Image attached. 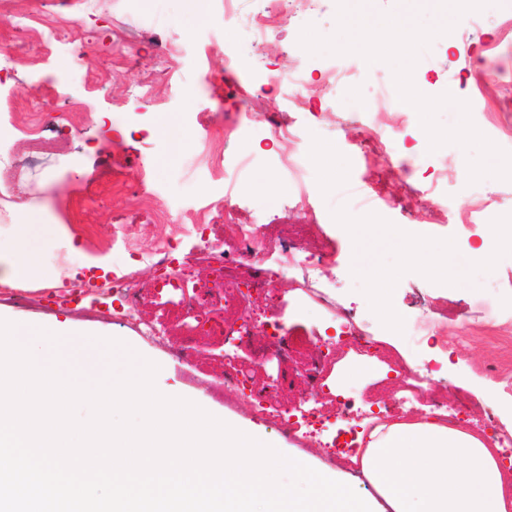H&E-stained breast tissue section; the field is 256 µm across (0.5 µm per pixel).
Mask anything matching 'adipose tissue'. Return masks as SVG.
I'll return each instance as SVG.
<instances>
[{
    "instance_id": "adipose-tissue-1",
    "label": "adipose tissue",
    "mask_w": 512,
    "mask_h": 512,
    "mask_svg": "<svg viewBox=\"0 0 512 512\" xmlns=\"http://www.w3.org/2000/svg\"><path fill=\"white\" fill-rule=\"evenodd\" d=\"M54 225L27 217L19 247L0 250V279L25 281L42 265L30 238L51 235ZM403 260L448 274V258L426 250L415 229L401 231ZM363 479L384 512H512V473L498 462L497 436L449 424L443 413L405 416L356 437Z\"/></svg>"
}]
</instances>
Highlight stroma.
Listing matches in <instances>:
<instances>
[{
  "mask_svg": "<svg viewBox=\"0 0 512 512\" xmlns=\"http://www.w3.org/2000/svg\"><path fill=\"white\" fill-rule=\"evenodd\" d=\"M261 0H244L240 17L226 19L223 0H211L205 17L186 14L183 0H11L0 11V243L10 244L17 224L30 214L60 225L63 234L46 247L45 264L23 289L27 304L0 300V313L33 327L66 322L97 335L126 340L160 367V389L201 398L210 411L253 420L235 395L216 394L224 369L222 347L213 337H195V355L184 363L173 349L182 343L175 315L178 305L146 295L142 318L161 334L151 341L119 314L107 289L113 277L128 274L152 282L153 267L130 260L170 244L179 257L196 255L194 273L206 268L197 240L185 228L192 214L209 209L212 223L235 211L239 221L268 224L275 237L295 244L293 253L268 245L240 278L264 273L280 292L274 309L256 301L257 317L287 323L291 339L275 348L256 335L236 347L239 365L257 382L272 385L271 400L289 413L328 398L351 399L365 421L380 410L419 414L445 405L451 422L475 431L505 433L504 414L512 409V249L497 252L493 269L471 265L470 248L490 234L493 217L512 215V182L486 178L469 184L468 154L447 145L429 152V140L416 111L397 99L382 103L380 89L393 88V71L356 54L312 56L298 44L303 26L319 34L337 30L336 0H314L310 10L274 25L266 41L252 48L244 19ZM84 34L82 45L48 50L39 34L56 21ZM22 44L23 62L12 63L9 45ZM234 65H227V58ZM295 67L310 86L292 98L276 84L255 86L259 69ZM346 81L334 85V74ZM416 88L437 96L455 88L471 103L476 127L504 150L512 136L504 125L512 116V0L462 17L450 35L437 37L421 52L413 72ZM42 110L49 116L45 135L51 147L30 158L27 136L17 115ZM193 127L191 146L169 153L162 136L149 130L165 118ZM291 125L290 136L269 134L271 119ZM379 130L389 145L363 149L368 133ZM252 132L253 164L229 180L238 162V139ZM325 146L336 149L339 171L324 183L315 158ZM207 155L210 165L195 160ZM291 156L302 171L294 182L279 165ZM277 187L267 194L264 183ZM416 224L425 247L449 254L454 278L444 280L406 264L390 228ZM360 232H352V225ZM335 263L309 280L297 275V260L324 246ZM84 264H104L110 274L101 289L60 309L46 291L63 286ZM393 277L397 307L409 321L426 314L436 319L434 336L412 335L408 325L382 342L374 284L363 268ZM488 317L472 318L476 302ZM350 309L370 339L367 354L336 349V312ZM445 364L420 381L423 395L397 387L390 372L429 360ZM493 387L498 400L481 397ZM336 419L318 436L284 438L288 457L313 455L315 467L336 466L323 451L335 436Z\"/></svg>",
  "mask_w": 512,
  "mask_h": 512,
  "instance_id": "1",
  "label": "stroma"
}]
</instances>
